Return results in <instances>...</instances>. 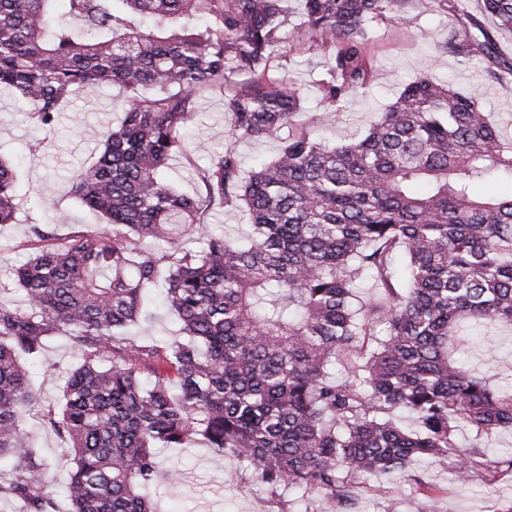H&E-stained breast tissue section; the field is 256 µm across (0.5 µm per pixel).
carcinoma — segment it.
<instances>
[{"mask_svg": "<svg viewBox=\"0 0 512 512\" xmlns=\"http://www.w3.org/2000/svg\"><path fill=\"white\" fill-rule=\"evenodd\" d=\"M289 0H0V88L44 129L75 93L119 84L138 95L80 169L74 196L112 231L55 228L52 244L11 271L24 304L0 302V498L23 512H59L48 464L24 412L37 396L27 360L63 335L80 364L44 425L68 443L67 512H165L157 448L202 443L239 461L270 495L293 493L305 512H345L375 473L416 460L461 485L512 472L483 439L512 429V392L459 360L474 335L512 332V140L481 95L431 76L409 83L362 134L319 139L295 122L301 95L274 73L288 43ZM309 48L329 60L318 85L328 112L375 84L367 30L409 22L406 0H301ZM455 22L442 48L488 59L512 33V0H483L496 32L439 0ZM224 92L236 139H280L246 172L227 146L197 169L203 191L165 178L185 151L180 129L199 97ZM493 178L505 194L478 198ZM13 166L0 160V224L25 207ZM246 215V244L207 233L213 206ZM377 294L356 302L357 282ZM155 288L179 335L160 345L125 330L151 316ZM344 379H336V369ZM397 411L413 418L406 427ZM474 440L460 447L458 431Z\"/></svg>", "mask_w": 512, "mask_h": 512, "instance_id": "cac0c4a2", "label": "carcinoma"}]
</instances>
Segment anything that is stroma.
Here are the masks:
<instances>
[{"label": "stroma", "mask_w": 512, "mask_h": 512, "mask_svg": "<svg viewBox=\"0 0 512 512\" xmlns=\"http://www.w3.org/2000/svg\"><path fill=\"white\" fill-rule=\"evenodd\" d=\"M408 28L387 20L372 23L367 51L374 59L379 81L346 101L333 116H325L318 83L327 68L326 58L303 50L306 40L299 26V15H292L287 32L297 47L288 58H274V67L284 68L288 79L303 93V109L296 116L300 123H317L318 134L328 141H340L354 129L376 120L386 106L417 77L431 74L447 80L453 88L479 92L483 106L512 137V74L490 78L487 63L479 58L463 59L438 50L452 14L441 10L437 0H407ZM133 96L131 89L104 85L91 92L77 93L61 112L52 130L34 125L26 109L0 90V157L16 165L18 189L28 200V208L18 223L0 226V302L19 305L23 294L7 289L11 268L24 262L39 246L32 234L36 224L55 225L58 236L74 230L99 232L104 219L83 206L72 194L74 175L95 161L101 135L107 126L119 123ZM230 120L224 112V93L209 90L199 99L196 113L185 130L186 157L175 158L167 171L168 181L180 192H195V169L209 164L214 151L234 144L247 163L271 159L277 139L260 143L230 141ZM79 362V355L66 337L51 341L44 359L34 362L30 382L40 402L26 415V426L41 458L53 466L57 480H64L68 464L66 444L42 422L45 405L57 403L67 376ZM160 472L180 471L178 482L168 484L163 495L169 512H255L259 500H266L268 512H281L277 499L268 495L265 485L242 470L231 457L210 449H168L157 452ZM422 486L384 474L370 476L358 491L356 512H387L397 506L405 512L411 499L436 500L437 512H495L512 501V475L499 476L490 483L475 482L459 488L454 475L438 466L415 465Z\"/></svg>", "instance_id": "stroma-1"}]
</instances>
